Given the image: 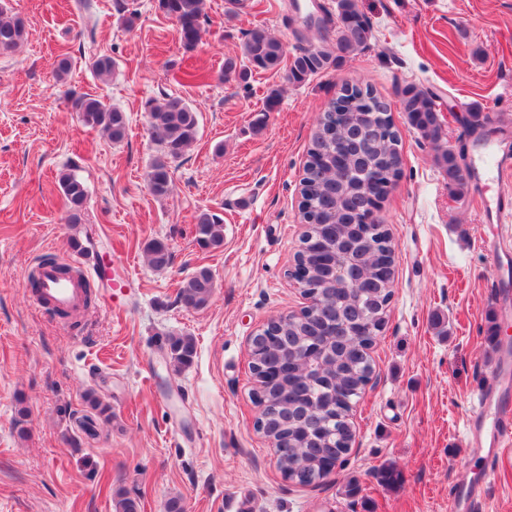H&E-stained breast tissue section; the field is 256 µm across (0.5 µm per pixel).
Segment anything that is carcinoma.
Wrapping results in <instances>:
<instances>
[{"label":"carcinoma","mask_w":512,"mask_h":512,"mask_svg":"<svg viewBox=\"0 0 512 512\" xmlns=\"http://www.w3.org/2000/svg\"><path fill=\"white\" fill-rule=\"evenodd\" d=\"M205 0H158V8L179 26L185 49L193 50L200 41V20ZM27 32L25 21L0 8V53L13 50ZM373 37L372 28L359 10L357 0H336V44L309 48H296L289 59L288 81L301 83L308 76L321 72L348 53L367 46ZM286 56V46L264 27L252 29L241 46V58L224 61V75L236 74L241 78L250 71H274L280 68ZM116 63L110 56L94 58L91 70L99 77H106L115 70ZM72 110L79 113L81 122L91 128L105 131L118 143L125 137L127 117L120 109L102 98L86 94L70 98ZM400 110L409 124L422 138L437 149L436 164L448 178V188L460 193L467 187L455 149L444 142L441 107L437 97L411 83L399 90ZM149 129L160 146V154L153 160L146 174V184L156 197L168 195L172 189L171 163L180 159L197 139L198 115L195 109L180 98L166 97L146 102ZM391 105L379 99L376 111L360 104L355 95H338L319 118L309 149V160L302 179L301 195L307 212L318 227L313 229L310 251L326 256L343 236L349 239L354 251L368 249L375 240L373 233L361 227L368 196L384 197L391 183L397 180L400 169L394 167L393 146L400 143L392 129ZM59 187L66 200L68 223L80 224L86 210L88 194L84 183L71 172L59 177ZM196 240L204 248L223 245V221L215 213L202 210L196 216ZM150 263L165 268L171 262L168 245L152 240L146 245ZM383 271L373 274L374 281L349 291L325 286L324 303L313 319L298 321L286 326L271 325L275 334L288 337L282 343L271 337L268 348L260 355L259 362L271 371L267 383L268 397L273 400L282 418L275 448L282 472L297 470L296 481L302 486L319 484L325 477L324 462L339 460L349 453L346 443L349 429L336 424V433L303 417L301 407L316 406L336 393V406L352 410L359 397L361 384L371 372L365 343L375 337L346 338V350L336 352V385L327 388L319 380L308 381L299 373L280 375L276 365L288 358L302 355L304 348L316 336H328L336 326L357 318L370 319L375 312L376 282L382 280ZM214 288L211 271L202 267L184 281L178 292L179 302L187 308L205 306ZM171 359L180 367L192 362L195 343L188 336L169 339Z\"/></svg>","instance_id":"carcinoma-1"}]
</instances>
